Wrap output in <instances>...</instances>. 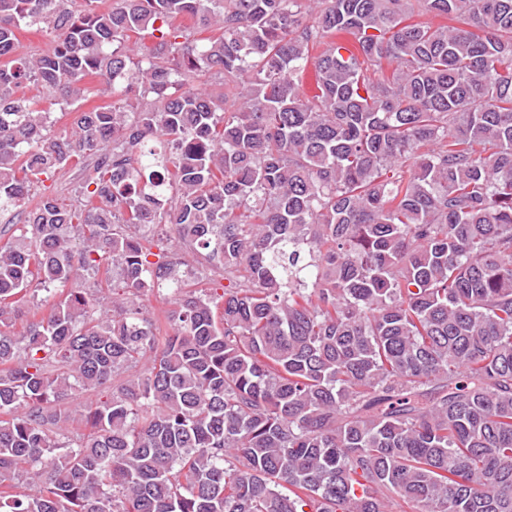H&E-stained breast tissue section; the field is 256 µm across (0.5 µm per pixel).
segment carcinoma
Instances as JSON below:
<instances>
[{
	"label": "carcinoma",
	"mask_w": 512,
	"mask_h": 512,
	"mask_svg": "<svg viewBox=\"0 0 512 512\" xmlns=\"http://www.w3.org/2000/svg\"><path fill=\"white\" fill-rule=\"evenodd\" d=\"M15 213L0 512H512V0H0ZM86 173L87 170L83 171L74 167H66L56 172L51 179L46 180L44 185L49 187V190L54 191L59 196L72 200V189L82 180V178H84ZM173 251L178 252L179 257L181 258V262L187 265L181 266V271H185L186 274V276L183 277L187 282V287L184 288L185 291L196 289L194 282L196 281L197 276L205 277V281L207 280V282L209 280L208 284L206 285L207 287L211 286L209 283L212 280L221 286H224V283H226V281H224V276H222V270L210 267L205 263V261L201 260L199 256L185 248L183 245H178L171 251V253Z\"/></svg>",
	"instance_id": "1"
}]
</instances>
